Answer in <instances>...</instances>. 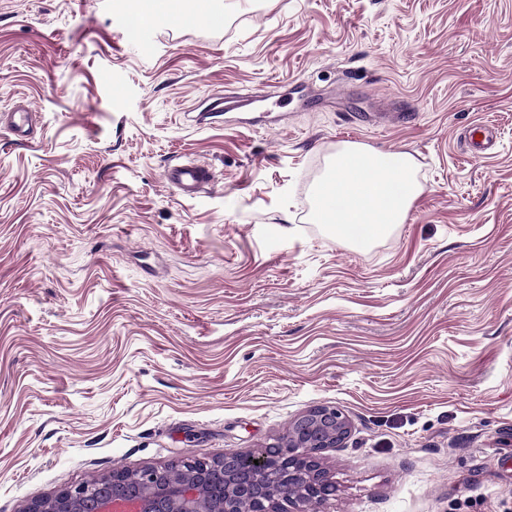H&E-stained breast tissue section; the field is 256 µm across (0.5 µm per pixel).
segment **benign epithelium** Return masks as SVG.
Wrapping results in <instances>:
<instances>
[{"label": "benign epithelium", "mask_w": 512, "mask_h": 512, "mask_svg": "<svg viewBox=\"0 0 512 512\" xmlns=\"http://www.w3.org/2000/svg\"><path fill=\"white\" fill-rule=\"evenodd\" d=\"M349 428L338 409L319 407L291 422L288 437L254 451L183 461L192 472L165 466L114 470L63 487L24 512H86L90 499L98 507L130 503L135 512H310L309 505L336 498L338 486L320 458L342 446Z\"/></svg>", "instance_id": "1"}]
</instances>
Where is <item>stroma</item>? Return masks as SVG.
Here are the masks:
<instances>
[{"instance_id":"obj_1","label":"stroma","mask_w":512,"mask_h":512,"mask_svg":"<svg viewBox=\"0 0 512 512\" xmlns=\"http://www.w3.org/2000/svg\"><path fill=\"white\" fill-rule=\"evenodd\" d=\"M0 0V512L115 469L351 428L330 512L512 498V0ZM260 89L254 128L198 113ZM372 112L406 126L352 127ZM476 121L498 149L471 156ZM407 153L405 224L357 250L310 219L337 146ZM207 165L208 190L165 179ZM150 8L139 14V19L148 24L167 21L173 16L180 15L183 7L182 3L187 1L177 0H151ZM166 181L177 188L182 196L193 198L213 182L211 170L194 163L175 165L165 174Z\"/></svg>"}]
</instances>
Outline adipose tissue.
<instances>
[{
    "mask_svg": "<svg viewBox=\"0 0 512 512\" xmlns=\"http://www.w3.org/2000/svg\"><path fill=\"white\" fill-rule=\"evenodd\" d=\"M415 167L406 153L342 145L313 185L314 221L361 248L387 237L423 191Z\"/></svg>",
    "mask_w": 512,
    "mask_h": 512,
    "instance_id": "ef3b65f1",
    "label": "adipose tissue"
}]
</instances>
